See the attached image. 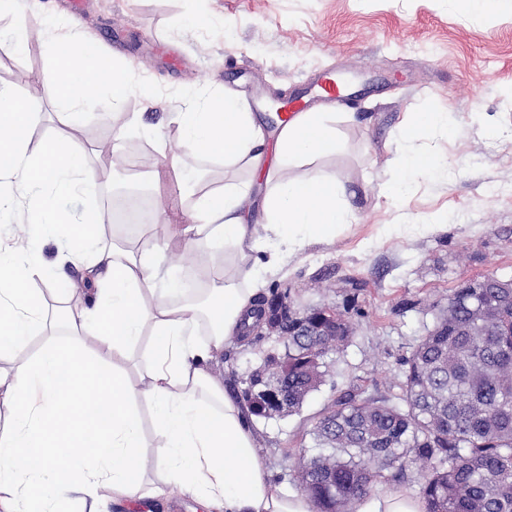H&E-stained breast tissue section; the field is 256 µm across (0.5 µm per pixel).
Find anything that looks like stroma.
<instances>
[{
    "label": "stroma",
    "instance_id": "1",
    "mask_svg": "<svg viewBox=\"0 0 512 512\" xmlns=\"http://www.w3.org/2000/svg\"><path fill=\"white\" fill-rule=\"evenodd\" d=\"M26 50H10L11 20H0V83L41 102L45 120L32 147L61 131L55 113L51 42L41 18L25 22ZM74 33H87L107 55L131 62L162 100L149 108L130 97L120 110L79 116L87 134L75 137L93 166L115 129L128 128L125 168L141 172L137 154L157 162V139L176 141L169 115L204 88L235 94L264 118L275 137L281 116L274 97H304L308 109L336 115L340 147L314 160L340 173L354 192L355 219L332 243L289 257L268 277L263 294H288L297 312L330 307L352 323L340 352L325 359V381L299 411L250 417L255 445L272 482L296 489L301 456L315 451L313 427L334 399L358 385L370 394H400L405 360L431 330L448 297L489 276L512 279V0L491 10H465L459 0H82ZM332 71L348 79L352 101H327L308 88ZM447 114L456 133L428 134L418 148L439 154L447 169L413 182L394 202L397 127L407 112ZM144 125L133 130L134 114ZM211 186L247 178L241 166L186 155L180 179L143 193L152 210L190 206L189 184ZM275 336L231 339L212 375L233 394L272 353ZM106 512H204L178 488L163 500L106 504Z\"/></svg>",
    "mask_w": 512,
    "mask_h": 512
}]
</instances>
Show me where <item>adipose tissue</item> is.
Instances as JSON below:
<instances>
[{
    "label": "adipose tissue",
    "mask_w": 512,
    "mask_h": 512,
    "mask_svg": "<svg viewBox=\"0 0 512 512\" xmlns=\"http://www.w3.org/2000/svg\"><path fill=\"white\" fill-rule=\"evenodd\" d=\"M52 56L58 115H75L93 90L106 111L134 94L157 102L125 62L91 42L57 36ZM43 117L35 100L0 86V222L24 208L34 231L52 229L66 251L91 262L84 268L85 303L63 311L68 334L61 338L34 289L45 276L37 255L0 248V406L11 416L0 432V512H70L75 504L98 506L105 495L116 503L135 499L147 465L144 404L162 439L155 456L164 465L163 483L150 496L161 497L169 485L200 497L214 512H315L307 495L273 485L244 403L213 379L210 364L227 340L254 325L265 275L276 273L285 256L331 240L353 222L350 188L335 172L279 174L283 165L336 153L339 136L327 113L300 112L283 123L269 163L266 135L236 97L202 94L171 113L180 137L160 143L161 164L141 181L160 188L188 153L244 165L267 186L258 206L264 223L252 222L257 206L249 186L227 183L196 194L188 223L160 213V226L143 248L105 245L96 205L78 216L63 208L67 194L97 196V175L66 135L30 151V131ZM436 130L450 133L441 113H405L398 182L440 169L438 156L414 147ZM181 241H203L227 256L215 270V286L196 288L176 276L168 287H156V268ZM87 335L93 348L83 344ZM36 336L45 343L28 354ZM357 512L426 507L396 488L362 497Z\"/></svg>",
    "instance_id": "adipose-tissue-1"
}]
</instances>
